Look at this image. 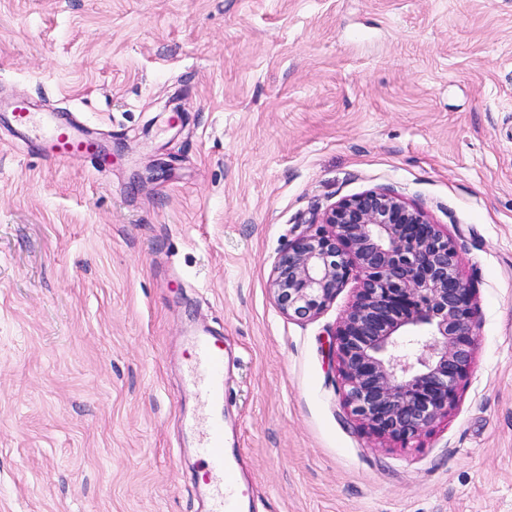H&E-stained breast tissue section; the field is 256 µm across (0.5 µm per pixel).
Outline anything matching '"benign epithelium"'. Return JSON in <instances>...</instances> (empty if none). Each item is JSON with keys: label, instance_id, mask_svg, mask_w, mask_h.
Instances as JSON below:
<instances>
[{"label": "benign epithelium", "instance_id": "7a95c632", "mask_svg": "<svg viewBox=\"0 0 512 512\" xmlns=\"http://www.w3.org/2000/svg\"><path fill=\"white\" fill-rule=\"evenodd\" d=\"M273 268L283 314L317 317L352 267L364 279L337 330L344 404L369 433L410 440L454 408L474 356L473 295L439 225L389 190L343 199Z\"/></svg>", "mask_w": 512, "mask_h": 512}]
</instances>
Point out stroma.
Masks as SVG:
<instances>
[{"label": "stroma", "mask_w": 512, "mask_h": 512, "mask_svg": "<svg viewBox=\"0 0 512 512\" xmlns=\"http://www.w3.org/2000/svg\"><path fill=\"white\" fill-rule=\"evenodd\" d=\"M112 155L55 161L11 120ZM386 189L474 297L456 404L410 443L344 406L330 334L274 264ZM224 340L243 512H512V0H0V512H205L182 385ZM12 119L18 127L38 136L49 157L65 159L80 154L94 155L84 139L58 124L52 116L37 119L24 101L14 103Z\"/></svg>", "instance_id": "35a3bbf8"}]
</instances>
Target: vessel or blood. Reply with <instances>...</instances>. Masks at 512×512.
<instances>
[{"label": "vessel or blood", "mask_w": 512, "mask_h": 512, "mask_svg": "<svg viewBox=\"0 0 512 512\" xmlns=\"http://www.w3.org/2000/svg\"><path fill=\"white\" fill-rule=\"evenodd\" d=\"M12 119L18 127L38 136L49 157L65 159L90 152L84 139L58 124L53 117L36 118L25 102H15ZM189 351L184 385L195 392L208 408L205 420L208 437L199 443L197 451L205 464L201 481L210 487L211 512H240L246 491L224 478L219 417V406L224 398V349L219 337L195 336L189 342Z\"/></svg>", "instance_id": "vessel-or-blood-1"}]
</instances>
